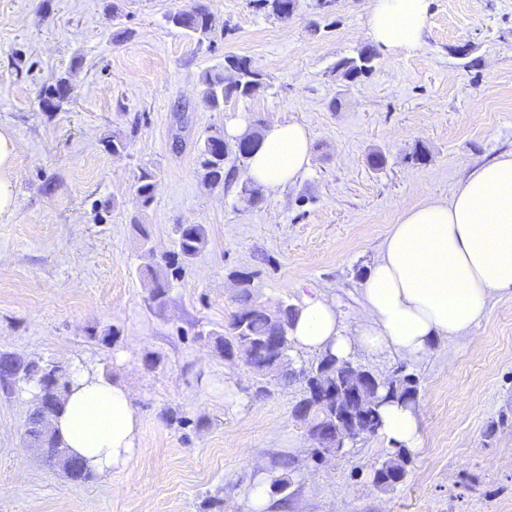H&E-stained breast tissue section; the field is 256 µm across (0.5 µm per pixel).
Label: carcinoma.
Masks as SVG:
<instances>
[{
	"instance_id": "obj_1",
	"label": "carcinoma",
	"mask_w": 512,
	"mask_h": 512,
	"mask_svg": "<svg viewBox=\"0 0 512 512\" xmlns=\"http://www.w3.org/2000/svg\"><path fill=\"white\" fill-rule=\"evenodd\" d=\"M264 7L281 20H286L292 13L290 6L294 0H263ZM167 21L172 26L198 37L203 41L210 38L212 26L210 15L202 4L191 10L178 9L167 15ZM373 58L358 54L356 57L344 58L336 64V72L342 78H347L353 72L364 74L371 71ZM200 82L205 86V92L211 107L221 109L224 103L232 98L252 95L262 85V74L251 63L235 56L224 58V67L221 69H208L201 73ZM71 90L70 80L60 77L56 83L47 87L42 96L43 108L48 111H57L68 99ZM262 134L261 122L254 121L253 131L249 140L238 145L224 144V131L219 128L209 130L199 148V165L203 171L205 181L220 185L228 177L224 161L228 153H233L243 161H248L255 150ZM155 176L149 171H143L137 178L136 196L142 206H148L154 198ZM177 255L187 260L195 256L206 244V228L202 224L178 225ZM152 298L162 302L167 295L168 284L165 274L150 270ZM251 279L246 276L239 277L240 289L237 295L238 309L232 315L224 335L216 337V348L224 358L228 359L232 352L247 356L255 361L263 362L268 366V375L275 379L289 383L301 379L300 372L287 369L291 360L290 351L293 341L289 336L293 317L297 306L286 302L280 303L284 313L275 318L271 316L265 305L256 301L250 286ZM350 361L338 359L331 353L322 354L315 363L304 368V371L319 375L334 386L344 384L349 371ZM56 367L35 368L30 363L22 362L9 376L14 381L30 383L34 374L39 372L49 376ZM377 396L375 404L364 409V412L373 416L376 423L374 433H379L382 426V409L385 405L401 401L409 404L417 400L418 388L416 379L411 374L392 378L377 379ZM333 411L324 407L313 414L306 427L323 429L333 425ZM37 446L46 448L49 457L63 468L67 477L79 483H84L94 476V471L85 467L66 468L63 463V442L61 438L51 433L38 439ZM410 463V452L403 447H395L388 453L381 464L374 469L373 478L377 479L375 485L387 489L396 486L394 480L402 479Z\"/></svg>"
}]
</instances>
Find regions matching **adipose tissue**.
I'll list each match as a JSON object with an SVG mask.
<instances>
[{
  "mask_svg": "<svg viewBox=\"0 0 512 512\" xmlns=\"http://www.w3.org/2000/svg\"><path fill=\"white\" fill-rule=\"evenodd\" d=\"M427 20L428 0H373L366 27L379 48L394 54L421 47ZM16 155L15 138L0 128V217L13 204ZM310 157L307 127L277 122L265 129L246 176L276 193L307 170ZM361 295L363 319L355 335L335 301L304 298L290 331L295 347L348 360L392 350L416 360L435 340L468 333L492 299L512 297V154L471 171L449 201L405 211ZM53 427L71 452L105 472L127 465L138 452L142 419L126 384L78 370ZM381 432L397 445L417 447V408L386 405Z\"/></svg>",
  "mask_w": 512,
  "mask_h": 512,
  "instance_id": "ef3b65f1",
  "label": "adipose tissue"
}]
</instances>
